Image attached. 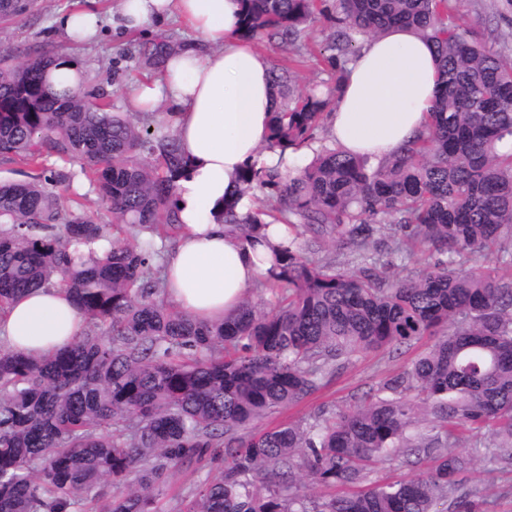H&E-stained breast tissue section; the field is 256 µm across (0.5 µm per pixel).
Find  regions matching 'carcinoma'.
Masks as SVG:
<instances>
[{
  "label": "carcinoma",
  "instance_id": "1",
  "mask_svg": "<svg viewBox=\"0 0 512 512\" xmlns=\"http://www.w3.org/2000/svg\"><path fill=\"white\" fill-rule=\"evenodd\" d=\"M452 0H337L324 46L334 84L300 85L272 66L281 99L270 148L297 152L334 104L360 38L406 25L432 43L440 89L426 133L376 167L322 144L295 170L247 167L238 191L265 198L222 223L251 240L281 225L288 246L250 300L218 323L160 300L155 239L180 232L173 195L187 167L177 140L152 131L157 113H112L89 86L53 76L75 61L45 53L16 63L0 50V159L42 168L80 163L113 223L102 257L83 247L108 225L64 208L51 183L70 171L0 183V314L18 296L62 284L83 313V336L47 358L0 348V512H163L161 488L183 466L224 462L179 512H481L456 475L468 464L458 431L479 433L492 459L512 461V64L459 23ZM239 33L296 44L319 0H240ZM31 0H0V23ZM176 47L144 48L153 64ZM309 233L304 247L299 236ZM338 258L322 256L324 246ZM431 262L393 278V259ZM426 336L429 351L346 409L303 427L258 423L319 389L360 353L397 351ZM427 434L413 435L418 411ZM422 475L359 490L375 466L410 457Z\"/></svg>",
  "mask_w": 512,
  "mask_h": 512
}]
</instances>
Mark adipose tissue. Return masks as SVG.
<instances>
[{
  "mask_svg": "<svg viewBox=\"0 0 512 512\" xmlns=\"http://www.w3.org/2000/svg\"><path fill=\"white\" fill-rule=\"evenodd\" d=\"M110 22L125 31L180 21L195 33L165 63L161 77L130 87L129 111L170 110V123L188 166L176 182L183 230L162 259L166 295L202 321L231 314L266 277L287 236L270 228L266 242L242 241L218 216L238 197L236 175L258 163L275 166L268 150L275 116L271 65L238 35L239 0H116ZM439 89L432 44L410 27H392L364 40L348 64L341 92L325 120L328 139L379 163L424 131ZM64 288L46 287L16 299L0 315V345L49 356L84 330Z\"/></svg>",
  "mask_w": 512,
  "mask_h": 512,
  "instance_id": "adipose-tissue-1",
  "label": "adipose tissue"
}]
</instances>
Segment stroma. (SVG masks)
Listing matches in <instances>:
<instances>
[{"mask_svg": "<svg viewBox=\"0 0 512 512\" xmlns=\"http://www.w3.org/2000/svg\"><path fill=\"white\" fill-rule=\"evenodd\" d=\"M83 4L84 0H36L26 14L0 26V45L13 49L21 61L43 52L74 58L86 83L106 93L113 111L126 112L127 87L136 82L154 81L159 76L157 70L142 66L138 54L140 45L170 37L182 43L191 39L192 34L176 22L153 24L141 32H125L109 26L97 44L77 46L57 32L55 19L60 13ZM325 7L326 15L318 16L297 50L265 39L256 41V48L273 64L287 63L289 57L299 55L298 72L303 80L313 83L325 79L327 66L318 47L333 24L336 0H326ZM456 12L467 29L492 43L504 58L512 59V0H458ZM431 345L432 340L427 337L396 353L360 354L349 364L334 370L321 387L300 404L271 414L262 424L272 427L290 421L305 425L313 422L321 408L348 407L377 388L386 377L408 370ZM458 450L469 460L458 479L478 493L484 512H512V463L492 465L483 450L475 448L470 439L462 441Z\"/></svg>", "mask_w": 512, "mask_h": 512, "instance_id": "35a3bbf8", "label": "stroma"}]
</instances>
